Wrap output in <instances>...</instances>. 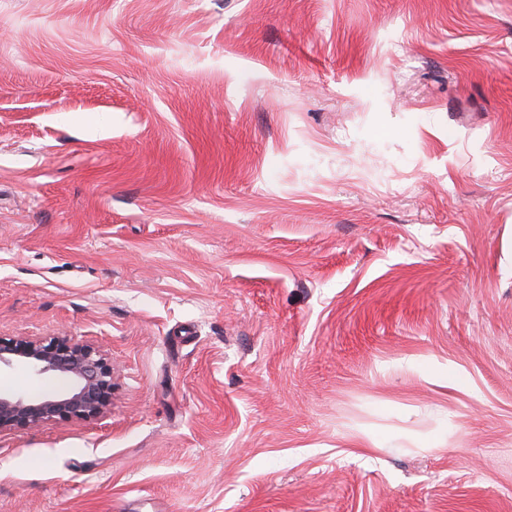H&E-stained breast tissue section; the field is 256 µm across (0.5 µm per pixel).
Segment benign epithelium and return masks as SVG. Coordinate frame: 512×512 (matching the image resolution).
Returning <instances> with one entry per match:
<instances>
[{
	"instance_id": "7a95c632",
	"label": "benign epithelium",
	"mask_w": 512,
	"mask_h": 512,
	"mask_svg": "<svg viewBox=\"0 0 512 512\" xmlns=\"http://www.w3.org/2000/svg\"><path fill=\"white\" fill-rule=\"evenodd\" d=\"M56 375L67 382L60 392L30 396L0 392V435L55 421L92 422L112 410L118 387L102 346L72 336L0 338V368Z\"/></svg>"
}]
</instances>
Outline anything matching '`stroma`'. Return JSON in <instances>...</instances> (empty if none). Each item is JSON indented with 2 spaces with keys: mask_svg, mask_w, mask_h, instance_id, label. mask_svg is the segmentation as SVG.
<instances>
[{
  "mask_svg": "<svg viewBox=\"0 0 512 512\" xmlns=\"http://www.w3.org/2000/svg\"><path fill=\"white\" fill-rule=\"evenodd\" d=\"M0 336V512H512V0H0ZM21 369L56 375L67 382L60 392L30 396L0 390V435L55 421L92 422L112 410L118 387L112 362L101 345L72 336L0 338V371Z\"/></svg>",
  "mask_w": 512,
  "mask_h": 512,
  "instance_id": "obj_1",
  "label": "stroma"
}]
</instances>
